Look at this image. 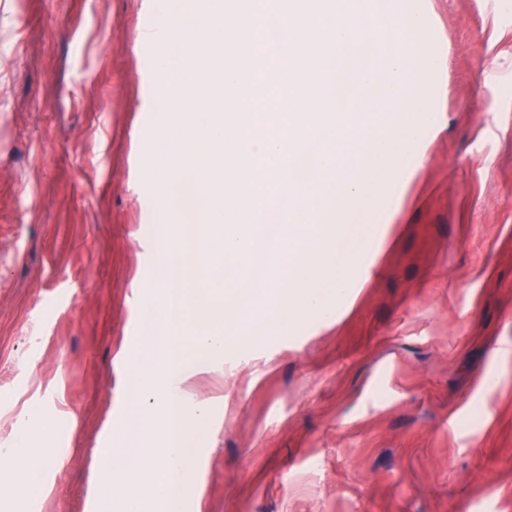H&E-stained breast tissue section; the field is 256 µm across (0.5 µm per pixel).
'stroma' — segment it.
I'll return each mask as SVG.
<instances>
[{"mask_svg": "<svg viewBox=\"0 0 512 512\" xmlns=\"http://www.w3.org/2000/svg\"><path fill=\"white\" fill-rule=\"evenodd\" d=\"M424 10L443 112L356 221L329 321L226 352L200 512H512V10ZM175 0H0V450L55 449L41 512H88L90 470L153 273L161 132L142 24Z\"/></svg>", "mask_w": 512, "mask_h": 512, "instance_id": "stroma-1", "label": "stroma"}]
</instances>
